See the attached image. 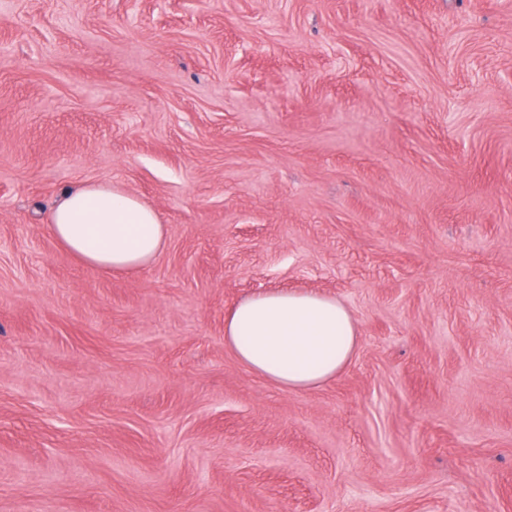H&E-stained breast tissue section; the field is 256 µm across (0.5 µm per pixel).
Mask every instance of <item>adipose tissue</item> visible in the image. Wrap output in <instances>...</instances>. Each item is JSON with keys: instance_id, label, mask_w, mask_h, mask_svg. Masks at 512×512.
<instances>
[{"instance_id": "adipose-tissue-1", "label": "adipose tissue", "mask_w": 512, "mask_h": 512, "mask_svg": "<svg viewBox=\"0 0 512 512\" xmlns=\"http://www.w3.org/2000/svg\"><path fill=\"white\" fill-rule=\"evenodd\" d=\"M48 229L86 266L107 273L150 265L167 236L157 211L114 182L62 190ZM357 343L348 308L316 292H259L224 318L225 347L249 372L282 389L311 390L332 381L353 359Z\"/></svg>"}]
</instances>
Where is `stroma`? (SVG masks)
<instances>
[{
	"label": "stroma",
	"mask_w": 512,
	"mask_h": 512,
	"mask_svg": "<svg viewBox=\"0 0 512 512\" xmlns=\"http://www.w3.org/2000/svg\"><path fill=\"white\" fill-rule=\"evenodd\" d=\"M83 182L164 252L65 251ZM275 289L336 380L225 349ZM0 512H512V0H0ZM48 229L86 266L107 273L150 265L163 251L167 236L157 211L114 182L62 190ZM358 330L335 298L269 290L248 296L224 318V345L249 372L288 390L332 381L351 362Z\"/></svg>",
	"instance_id": "35a3bbf8"
}]
</instances>
